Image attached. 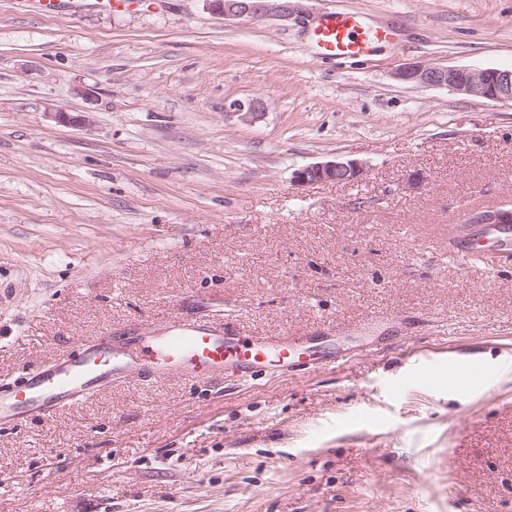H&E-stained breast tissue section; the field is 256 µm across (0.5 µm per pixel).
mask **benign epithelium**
<instances>
[{"instance_id": "1", "label": "benign epithelium", "mask_w": 512, "mask_h": 512, "mask_svg": "<svg viewBox=\"0 0 512 512\" xmlns=\"http://www.w3.org/2000/svg\"><path fill=\"white\" fill-rule=\"evenodd\" d=\"M213 10L226 20L260 19L267 16L282 21L311 19L303 0H210ZM399 83L420 87H448L463 94L490 102H512V68L474 69L441 64L405 63L392 72ZM233 108L244 115H257L264 110L259 98L236 100ZM366 169L355 159L337 158L304 166L295 171L296 185L305 187L316 183H352L360 180ZM468 224H510L512 207L487 212H473Z\"/></svg>"}]
</instances>
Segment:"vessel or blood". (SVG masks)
I'll return each mask as SVG.
<instances>
[{"instance_id": "obj_1", "label": "vessel or blood", "mask_w": 512, "mask_h": 512, "mask_svg": "<svg viewBox=\"0 0 512 512\" xmlns=\"http://www.w3.org/2000/svg\"><path fill=\"white\" fill-rule=\"evenodd\" d=\"M40 14L73 15L88 5L125 7L126 0H22ZM366 26L360 14L331 11L313 29L319 56L357 58L370 55L385 39ZM336 333L320 330L304 335L258 336L207 321L187 322L172 315L161 331H143L115 348L109 337L85 347L77 356L58 360L30 372L20 386L0 390V425L17 424L32 416H48L57 408L79 404L89 393L131 375L153 380L176 377L196 384L231 374L252 380L270 370L294 373L311 366L336 367L346 361L336 352Z\"/></svg>"}]
</instances>
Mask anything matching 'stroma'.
<instances>
[{"mask_svg":"<svg viewBox=\"0 0 512 512\" xmlns=\"http://www.w3.org/2000/svg\"><path fill=\"white\" fill-rule=\"evenodd\" d=\"M305 5L393 36L327 59L312 24L209 0H0V387L174 313L379 339L248 383L130 377L0 426V512H512V252L454 243L465 211L512 201V102L391 76L512 68V0ZM336 157L363 180L295 184ZM451 360L489 375L426 381ZM28 10L40 14H69L79 13L87 6H100L109 9H120L126 6V1L132 0H17Z\"/></svg>","mask_w":512,"mask_h":512,"instance_id":"1","label":"stroma"}]
</instances>
